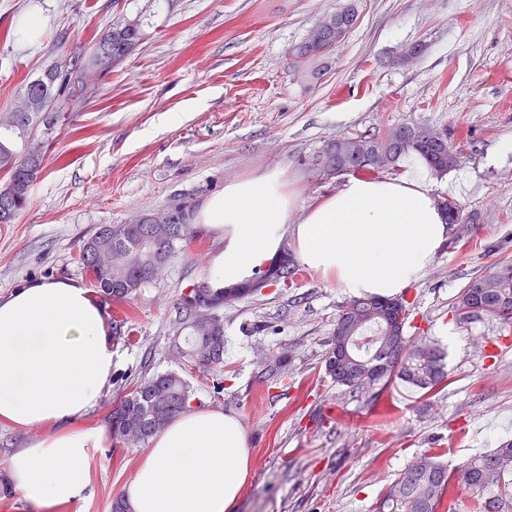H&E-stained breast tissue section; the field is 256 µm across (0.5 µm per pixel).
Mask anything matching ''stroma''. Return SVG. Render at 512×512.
Here are the masks:
<instances>
[{
  "label": "stroma",
  "mask_w": 512,
  "mask_h": 512,
  "mask_svg": "<svg viewBox=\"0 0 512 512\" xmlns=\"http://www.w3.org/2000/svg\"><path fill=\"white\" fill-rule=\"evenodd\" d=\"M351 3L358 24L324 78L295 76L291 46ZM119 15L140 18L148 36L123 65L89 76L46 135L27 207L0 224V297L29 281L88 285L77 253L95 225L179 198L198 205L272 168L299 196L291 229L302 206L344 183L312 164L328 140L403 123L444 128L465 135L464 162L428 188L454 194L480 221L467 237L448 236L404 295L414 303L409 341L446 354L445 388L431 396L397 382L372 399L336 385L324 361L351 294L304 265L293 287L225 306L222 371L187 379L202 407L236 415L250 438L234 512H372L421 453L455 464L512 439V328L488 316L459 322L453 307L470 277L512 260V153L497 151L512 139V0H0V112L45 69L83 58ZM30 17L39 26L29 31ZM418 41L424 54L399 63ZM223 246L203 233L129 301L107 305L128 313L133 336L118 342L112 385L84 427H103L127 379L178 369L174 302ZM282 355L286 368L269 377ZM142 452L102 440L89 453L90 489L63 512H111Z\"/></svg>",
  "instance_id": "stroma-1"
}]
</instances>
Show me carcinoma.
<instances>
[{
	"label": "carcinoma",
	"mask_w": 512,
	"mask_h": 512,
	"mask_svg": "<svg viewBox=\"0 0 512 512\" xmlns=\"http://www.w3.org/2000/svg\"><path fill=\"white\" fill-rule=\"evenodd\" d=\"M336 23L328 30L314 28L289 51L294 75L318 80L326 73L324 60L329 47L343 42L357 25L359 14L353 7L334 13ZM146 33L140 21L132 19L122 27H111L96 43L108 48L103 58L87 53L79 64H56L22 88L29 97L28 111L0 113V224H10L26 207L31 186L40 172L43 146L30 152L27 142L39 127L52 130L63 118L66 101L60 89L74 87L87 73L103 75L121 66L142 45ZM426 128L405 123L382 134H348L328 141L316 155L314 165L322 175L334 176L349 168L351 173L373 172L376 167L357 165L364 147L378 156L393 152V163L415 153L442 178L463 163L461 142L444 134L440 139L425 136ZM175 211L169 224H99L80 240L78 261L97 293L105 301H126L149 283L171 258L188 251L200 239L190 233L185 222L190 218L186 202L172 203ZM452 227L462 217L460 233L469 232L475 223L473 213H465L459 201L450 198L445 207ZM298 263L272 266L270 276L284 287L293 282ZM224 290H210V301L196 307L181 294L175 309L178 330L172 347L183 367L218 371L224 366V327L201 335L196 319L204 314L218 316L224 309ZM402 308L403 321L409 319L412 303L404 298L368 296L345 302L339 307L336 322L342 332L332 334L325 370L336 384L369 397L400 380L432 394L447 380L444 353L435 343L409 345L405 325L392 322L391 306ZM459 319L466 322L482 315L512 325V262L499 261L486 272L469 279L455 298ZM374 337L371 348H357L353 358L344 354L347 336ZM196 400L190 383L175 371L141 374L126 385L117 407L105 417L113 447L144 445L175 416L191 410ZM473 496V512H512V439L485 453L473 455L450 466L429 454L418 457L390 484L376 512H439L445 498L456 492Z\"/></svg>",
	"instance_id": "1"
}]
</instances>
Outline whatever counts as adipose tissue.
<instances>
[{
	"label": "adipose tissue",
	"mask_w": 512,
	"mask_h": 512,
	"mask_svg": "<svg viewBox=\"0 0 512 512\" xmlns=\"http://www.w3.org/2000/svg\"><path fill=\"white\" fill-rule=\"evenodd\" d=\"M428 169L412 158L398 178L352 177L304 207L293 236L303 263L355 295L398 296L432 263L448 235ZM280 169L234 181L194 219L222 238L206 282L220 289L260 273L299 207ZM114 342L88 288L62 279L25 282L0 297V423L33 432L7 478L38 512L80 501L91 484L89 451L103 432L76 423L112 385ZM251 466L235 415L194 410L152 437L122 498L131 512H231Z\"/></svg>",
	"instance_id": "1"
}]
</instances>
